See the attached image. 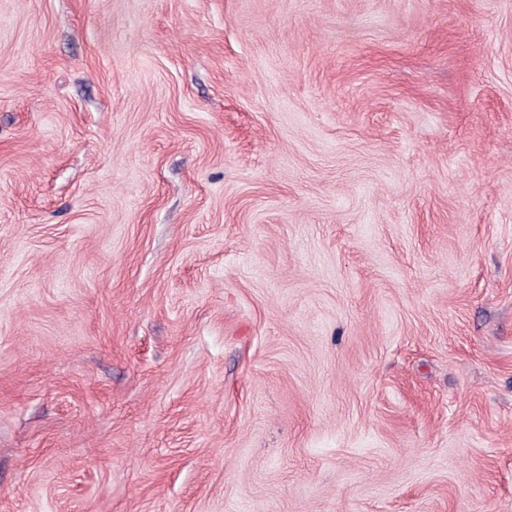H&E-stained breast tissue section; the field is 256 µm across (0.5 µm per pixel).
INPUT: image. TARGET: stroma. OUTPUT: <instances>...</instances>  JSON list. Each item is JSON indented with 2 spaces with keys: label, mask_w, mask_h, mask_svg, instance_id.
Here are the masks:
<instances>
[{
  "label": "stroma",
  "mask_w": 512,
  "mask_h": 512,
  "mask_svg": "<svg viewBox=\"0 0 512 512\" xmlns=\"http://www.w3.org/2000/svg\"><path fill=\"white\" fill-rule=\"evenodd\" d=\"M0 512H512V0H0Z\"/></svg>",
  "instance_id": "obj_1"
}]
</instances>
